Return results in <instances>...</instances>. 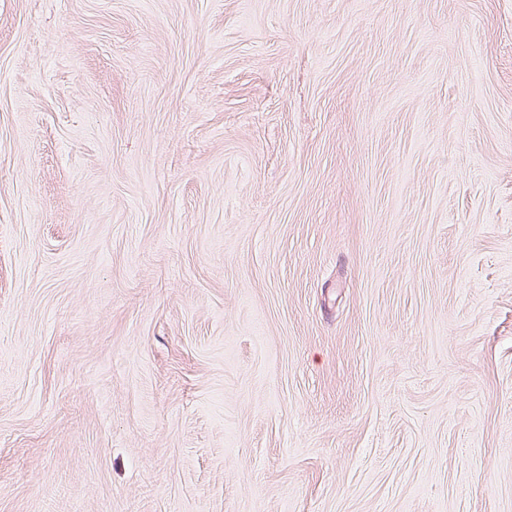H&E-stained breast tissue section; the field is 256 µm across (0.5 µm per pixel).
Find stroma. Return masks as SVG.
I'll list each match as a JSON object with an SVG mask.
<instances>
[{
    "mask_svg": "<svg viewBox=\"0 0 512 512\" xmlns=\"http://www.w3.org/2000/svg\"><path fill=\"white\" fill-rule=\"evenodd\" d=\"M0 512H512V0H0Z\"/></svg>",
    "mask_w": 512,
    "mask_h": 512,
    "instance_id": "1",
    "label": "stroma"
}]
</instances>
